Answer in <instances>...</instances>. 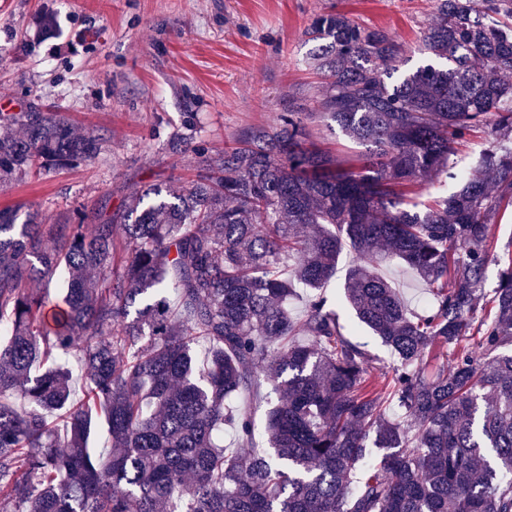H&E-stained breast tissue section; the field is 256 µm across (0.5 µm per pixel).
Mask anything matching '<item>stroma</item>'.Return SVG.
<instances>
[{
    "label": "stroma",
    "instance_id": "1",
    "mask_svg": "<svg viewBox=\"0 0 512 512\" xmlns=\"http://www.w3.org/2000/svg\"><path fill=\"white\" fill-rule=\"evenodd\" d=\"M436 11L437 0H0V133L6 116L39 109L102 140L94 159L0 181V207L37 208L52 224L153 184L188 185L198 149L313 111L316 17L389 32L407 73L425 62Z\"/></svg>",
    "mask_w": 512,
    "mask_h": 512
}]
</instances>
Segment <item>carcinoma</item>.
Returning <instances> with one entry per match:
<instances>
[{"label": "carcinoma", "instance_id": "obj_1", "mask_svg": "<svg viewBox=\"0 0 512 512\" xmlns=\"http://www.w3.org/2000/svg\"><path fill=\"white\" fill-rule=\"evenodd\" d=\"M512 0H438L421 51L344 13L317 18L314 111L362 150L303 146L305 107L243 132L190 185L56 224L0 208V501L11 512H512ZM0 177L95 158L43 112L5 117ZM490 146L464 177L451 157ZM427 177L450 193L415 201ZM340 298L392 363L344 332ZM432 291L411 314L377 266ZM498 283L485 290L490 261ZM66 288L48 322L44 289ZM309 291L306 313L288 303ZM79 353L84 398L66 359ZM264 369L259 378L257 369ZM271 386L260 425L232 405ZM59 414L63 425L52 424ZM232 428L238 447L220 435ZM488 137L478 133L471 137L467 142L458 146L457 155L454 159L458 160V166L462 171H467L477 160L482 151L487 147Z\"/></svg>", "mask_w": 512, "mask_h": 512}]
</instances>
